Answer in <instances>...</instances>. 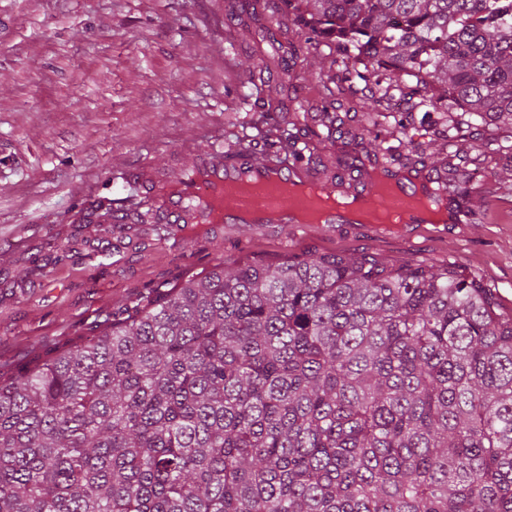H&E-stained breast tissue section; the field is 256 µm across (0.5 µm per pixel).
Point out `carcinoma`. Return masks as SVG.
Here are the masks:
<instances>
[{
  "instance_id": "1",
  "label": "carcinoma",
  "mask_w": 512,
  "mask_h": 512,
  "mask_svg": "<svg viewBox=\"0 0 512 512\" xmlns=\"http://www.w3.org/2000/svg\"><path fill=\"white\" fill-rule=\"evenodd\" d=\"M326 64L281 98L275 34L248 69L224 164L316 163L352 121L370 167L466 198L512 159V0H283ZM408 114L435 113V151ZM157 233L151 189L103 198ZM0 512H512V315L452 265L313 255L224 265L0 382ZM303 59H306L302 62ZM319 59H314L313 53L306 54V50L304 48L303 53L301 52V56L298 59V68L302 66L306 68L310 72V76L303 81L293 82V87L290 86L289 94L293 96L297 94L301 98H307L311 101H315L321 90L320 82H319ZM312 74V75H311Z\"/></svg>"
}]
</instances>
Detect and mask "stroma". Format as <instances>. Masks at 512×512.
<instances>
[{
	"mask_svg": "<svg viewBox=\"0 0 512 512\" xmlns=\"http://www.w3.org/2000/svg\"><path fill=\"white\" fill-rule=\"evenodd\" d=\"M235 0H0V373L92 338L113 314L216 264L320 254L457 265L512 313V197L476 194L471 224L151 225L106 233L93 201L121 198L224 145L266 21L236 39ZM236 47H229V40ZM367 141L318 146L323 169L367 162Z\"/></svg>",
	"mask_w": 512,
	"mask_h": 512,
	"instance_id": "obj_1",
	"label": "stroma"
}]
</instances>
